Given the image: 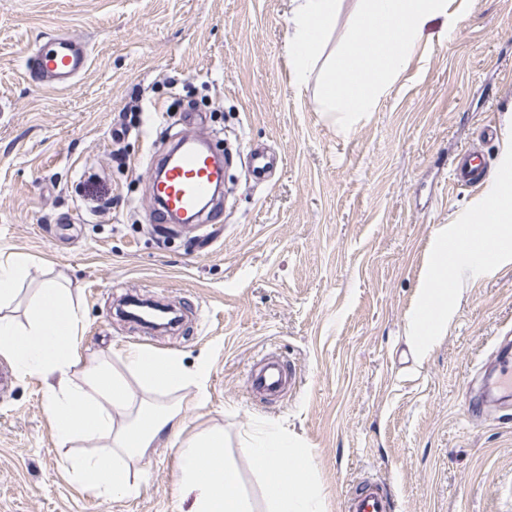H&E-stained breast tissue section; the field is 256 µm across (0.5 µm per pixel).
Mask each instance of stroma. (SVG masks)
Instances as JSON below:
<instances>
[{"instance_id": "1", "label": "stroma", "mask_w": 512, "mask_h": 512, "mask_svg": "<svg viewBox=\"0 0 512 512\" xmlns=\"http://www.w3.org/2000/svg\"><path fill=\"white\" fill-rule=\"evenodd\" d=\"M293 0H0V260L33 261L8 315L26 320L46 279L71 291L84 316V368L145 347L207 359L208 397L173 392L183 433L223 430L255 512L261 481L238 455L253 425L274 421L309 448L325 512L380 484L393 512H502L512 486V403L469 413L482 367L512 337V263L466 279L448 330L426 359L404 332L419 298L435 228L470 219L487 196L453 186L463 149L489 173L512 175V0H475L349 135L317 111L324 66L346 44L359 0H341L321 65L296 86L286 52ZM86 38L88 71L64 91L31 86L26 50L44 33ZM140 91L141 134L125 136L131 164L113 168L114 117ZM197 100L204 124H181L177 101ZM231 147V192L222 223L152 234L145 184L152 154L171 135L212 137ZM495 126L497 138L485 133ZM262 146L277 161L250 176ZM112 196L108 213L83 206L89 175ZM49 223H42V216ZM205 245H198L199 237ZM163 301L185 320L151 333L120 317L127 296ZM273 351L300 377L270 402L247 369ZM46 383L13 373L0 389V512H187L177 491L174 439L155 441L130 470L135 498L98 497L62 468L45 404Z\"/></svg>"}]
</instances>
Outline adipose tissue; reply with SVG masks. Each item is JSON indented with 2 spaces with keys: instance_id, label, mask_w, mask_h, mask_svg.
<instances>
[{
  "instance_id": "1",
  "label": "adipose tissue",
  "mask_w": 512,
  "mask_h": 512,
  "mask_svg": "<svg viewBox=\"0 0 512 512\" xmlns=\"http://www.w3.org/2000/svg\"><path fill=\"white\" fill-rule=\"evenodd\" d=\"M288 38V66L293 81L305 83L313 72L323 42L336 25L340 0H294ZM472 0H361L359 18L349 41L332 60L317 107L336 113L344 130H352L375 111L394 78L407 70L425 45L429 22L440 18L454 31ZM467 232L443 224L431 238L433 259L421 286V304L406 328L420 352L427 354L448 327L454 308L448 302V252L460 261L485 265L512 262V177L495 178L488 199L475 213ZM491 219L495 233L481 222ZM27 258L0 261V354L25 376L55 377L46 406L61 445L110 440L107 452L77 454L65 459L66 472L97 496L135 497L141 484L131 479L129 463L143 457L162 434L177 436L178 486L191 504L188 512H252L241 489L240 471L224 455V432L210 429L181 437V409L166 400L168 392L189 386L204 402L206 362L186 369L182 359L145 348H130L122 368L100 361L85 370L81 381L68 373L79 362L78 342L83 315L70 291L43 283L30 300L25 326L2 315L15 298L18 284L29 275ZM153 392V400L136 403L135 389ZM241 455L263 476L269 512H324V496L308 449L278 425L258 423L240 443Z\"/></svg>"
}]
</instances>
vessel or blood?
<instances>
[{"label": "vessel or blood", "mask_w": 512, "mask_h": 512, "mask_svg": "<svg viewBox=\"0 0 512 512\" xmlns=\"http://www.w3.org/2000/svg\"><path fill=\"white\" fill-rule=\"evenodd\" d=\"M90 65L87 45L63 29L42 36L24 56L25 75L38 89L66 90L76 86ZM484 158L471 151L461 152L452 171L453 183L479 187L485 182ZM224 167L214 149H200L194 138L180 137L167 157L150 162L147 170L149 191L159 211L155 229L168 234L174 218L191 214L194 223L210 224L219 216L213 202V189L222 181ZM295 373L286 372L277 362L267 363L253 376L255 390L279 394L286 384L295 383ZM387 493L377 486H365L351 493L348 512H391Z\"/></svg>", "instance_id": "1"}]
</instances>
